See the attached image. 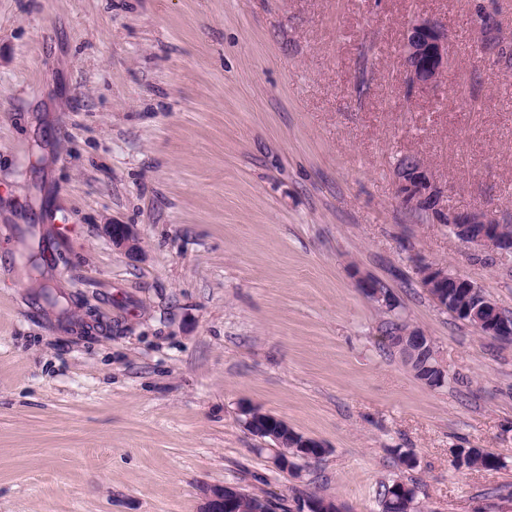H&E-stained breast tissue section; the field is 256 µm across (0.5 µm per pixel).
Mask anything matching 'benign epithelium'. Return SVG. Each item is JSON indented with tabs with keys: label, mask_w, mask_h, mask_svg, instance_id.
Masks as SVG:
<instances>
[{
	"label": "benign epithelium",
	"mask_w": 512,
	"mask_h": 512,
	"mask_svg": "<svg viewBox=\"0 0 512 512\" xmlns=\"http://www.w3.org/2000/svg\"><path fill=\"white\" fill-rule=\"evenodd\" d=\"M474 39L484 45L490 36L497 35L487 17L473 24ZM406 72V93L413 97L435 91L448 76L452 65L448 54V28L432 15L422 12L407 24L401 44ZM398 198L410 210L431 212L448 222L451 231L466 243L500 255H512V236L503 234L500 222L483 212L456 213L447 209L444 196L435 186L429 168L416 155L408 156L395 169ZM105 232L112 243L133 255L139 251V240L131 224H107ZM418 280L430 298L447 309L454 290L478 295L481 302L473 308H460L455 317L465 321L484 336H512V315H508L490 297L469 280L453 273L446 264L422 262L417 266ZM358 285L370 299L390 306L393 299L379 282L367 275L358 276ZM201 512H227L232 494L225 486H205L201 491Z\"/></svg>",
	"instance_id": "obj_1"
}]
</instances>
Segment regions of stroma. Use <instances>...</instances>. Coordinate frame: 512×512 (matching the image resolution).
I'll return each mask as SVG.
<instances>
[{
    "label": "stroma",
    "mask_w": 512,
    "mask_h": 512,
    "mask_svg": "<svg viewBox=\"0 0 512 512\" xmlns=\"http://www.w3.org/2000/svg\"><path fill=\"white\" fill-rule=\"evenodd\" d=\"M480 4L512 43V0H0V512H200L226 483L377 512L399 448L426 512L512 497V341L416 275L447 264L512 311V256L403 207L395 178L418 155L449 210L512 224V70L479 60ZM418 12L453 70L408 98ZM361 274L445 385L388 348ZM243 405L325 455L278 470ZM458 448L502 466L454 468ZM105 232L112 239L113 244L124 247L128 254H136L139 251V240L134 226L131 224H108ZM407 360L410 362L413 370L416 373L417 378L423 380L429 386H437L440 387L445 384L447 377L446 371L444 368L438 363L434 365L435 359L433 357L426 356L425 354H419L415 358L409 357L407 353H403ZM439 369L440 371L436 370ZM442 372V373H441Z\"/></svg>",
    "instance_id": "obj_1"
}]
</instances>
